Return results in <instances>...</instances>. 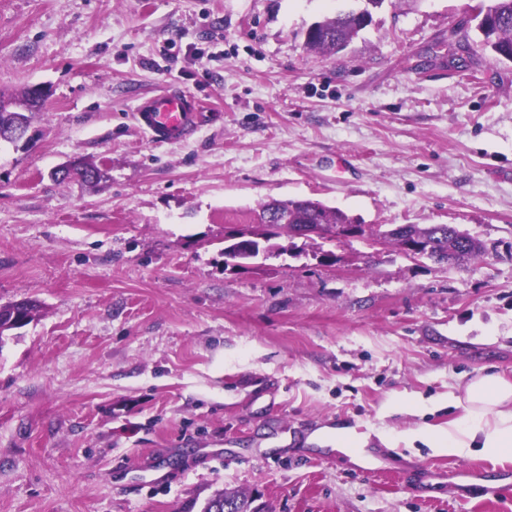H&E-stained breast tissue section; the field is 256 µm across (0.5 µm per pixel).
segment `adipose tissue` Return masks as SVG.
I'll use <instances>...</instances> for the list:
<instances>
[{"label":"adipose tissue","instance_id":"adipose-tissue-1","mask_svg":"<svg viewBox=\"0 0 512 512\" xmlns=\"http://www.w3.org/2000/svg\"><path fill=\"white\" fill-rule=\"evenodd\" d=\"M448 404L458 414L447 427L402 434L423 439L433 454L491 460L512 457V380L500 375L478 376L460 392H449Z\"/></svg>","mask_w":512,"mask_h":512}]
</instances>
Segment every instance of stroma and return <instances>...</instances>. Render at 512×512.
Here are the masks:
<instances>
[{"label": "stroma", "instance_id": "1", "mask_svg": "<svg viewBox=\"0 0 512 512\" xmlns=\"http://www.w3.org/2000/svg\"><path fill=\"white\" fill-rule=\"evenodd\" d=\"M481 4L385 0L323 55L307 30L359 0H0V91L49 89L32 143H0V305L40 304L0 348V512H181L218 489L263 512H512V459L378 438L512 378V62L481 45ZM460 23L471 70L418 66ZM170 85L203 120L157 143L134 112ZM76 157L104 179L56 180ZM272 198L453 224L483 252L284 235L225 267ZM484 466L497 495L457 475Z\"/></svg>", "mask_w": 512, "mask_h": 512}]
</instances>
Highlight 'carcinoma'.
Returning a JSON list of instances; mask_svg holds the SVG:
<instances>
[{
  "mask_svg": "<svg viewBox=\"0 0 512 512\" xmlns=\"http://www.w3.org/2000/svg\"><path fill=\"white\" fill-rule=\"evenodd\" d=\"M385 0H364V14L357 10L341 11L315 22L307 30L305 44L307 48L329 54L343 51L360 31L368 26L365 18L372 17V10L383 5ZM477 29L483 36V45L498 56L512 61V0H492V5L479 11ZM454 50V59L463 60L467 51L466 44L459 38V27L448 30V39L436 42L429 50L438 56L443 48ZM31 89H26L19 96H6L0 93V131L7 132L14 121L24 113L10 112L8 108L26 101ZM259 223L265 225L264 247H274L272 240L282 233L294 236L296 225L310 224L333 225L354 224L356 220L348 217L335 207L326 206L310 199L288 200L286 202L272 199L261 206ZM363 236L374 241L402 246L404 239L417 238L430 248V259L437 263H446L472 253L480 252L482 245L474 237L460 232L453 224H400L384 230L380 224H367ZM39 309L35 300H23L0 306V349L4 346V333L15 329L18 316L33 320ZM253 499L244 492L235 490H218L207 498L201 512H256L251 508Z\"/></svg>",
  "mask_w": 512,
  "mask_h": 512,
  "instance_id": "obj_1",
  "label": "carcinoma"
}]
</instances>
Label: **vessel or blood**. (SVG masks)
Instances as JSON below:
<instances>
[{
  "label": "vessel or blood",
  "instance_id": "obj_1",
  "mask_svg": "<svg viewBox=\"0 0 512 512\" xmlns=\"http://www.w3.org/2000/svg\"><path fill=\"white\" fill-rule=\"evenodd\" d=\"M200 103L168 89L143 99L135 112L141 130L155 141H174L189 137L202 119Z\"/></svg>",
  "mask_w": 512,
  "mask_h": 512
}]
</instances>
